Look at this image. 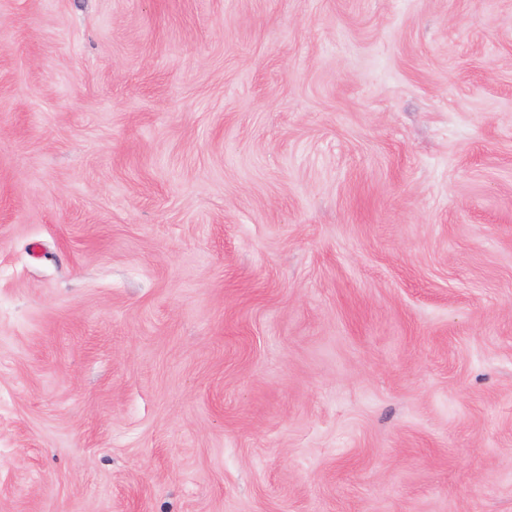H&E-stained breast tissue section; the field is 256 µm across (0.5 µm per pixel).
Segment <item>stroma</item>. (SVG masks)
Returning a JSON list of instances; mask_svg holds the SVG:
<instances>
[{"mask_svg":"<svg viewBox=\"0 0 512 512\" xmlns=\"http://www.w3.org/2000/svg\"><path fill=\"white\" fill-rule=\"evenodd\" d=\"M0 512H512V0H0Z\"/></svg>","mask_w":512,"mask_h":512,"instance_id":"1","label":"stroma"}]
</instances>
